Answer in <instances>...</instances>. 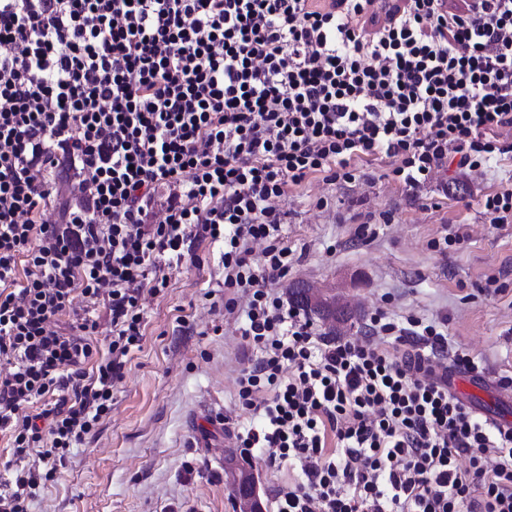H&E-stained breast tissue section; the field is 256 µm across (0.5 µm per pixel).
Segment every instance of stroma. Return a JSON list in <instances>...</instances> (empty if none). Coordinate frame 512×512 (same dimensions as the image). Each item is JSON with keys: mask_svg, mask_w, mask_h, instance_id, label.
Masks as SVG:
<instances>
[{"mask_svg": "<svg viewBox=\"0 0 512 512\" xmlns=\"http://www.w3.org/2000/svg\"><path fill=\"white\" fill-rule=\"evenodd\" d=\"M376 166L368 181L310 178L283 203L282 234L297 260L276 284L302 282L338 295L360 319L343 338L362 335L376 309L445 320L449 350L468 352L495 385L466 404L512 423V227H491L481 202L512 188V159L476 170L449 169L411 198ZM460 224L465 242L429 246L443 225ZM222 243L204 241L190 261L167 269V288L148 297L144 340L112 389V411L71 449L29 512H237L228 450L251 426L235 379L254 352L241 319L224 312ZM502 294L481 292L487 277Z\"/></svg>", "mask_w": 512, "mask_h": 512, "instance_id": "35a3bbf8", "label": "stroma"}]
</instances>
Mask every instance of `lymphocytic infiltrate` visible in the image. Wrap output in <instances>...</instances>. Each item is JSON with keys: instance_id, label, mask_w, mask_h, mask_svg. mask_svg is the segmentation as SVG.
Listing matches in <instances>:
<instances>
[{"instance_id": "obj_1", "label": "lymphocytic infiltrate", "mask_w": 512, "mask_h": 512, "mask_svg": "<svg viewBox=\"0 0 512 512\" xmlns=\"http://www.w3.org/2000/svg\"><path fill=\"white\" fill-rule=\"evenodd\" d=\"M506 128L512 0H0V512H28L111 412L161 258L203 238L259 352L236 378L259 420L240 446L300 466L276 512H512V428L449 391L477 365L440 362L442 323L379 310L330 339L275 288L291 187L387 160L415 198L512 154ZM61 166L76 206L51 224ZM78 297L104 305L107 346L88 312L55 329Z\"/></svg>"}]
</instances>
